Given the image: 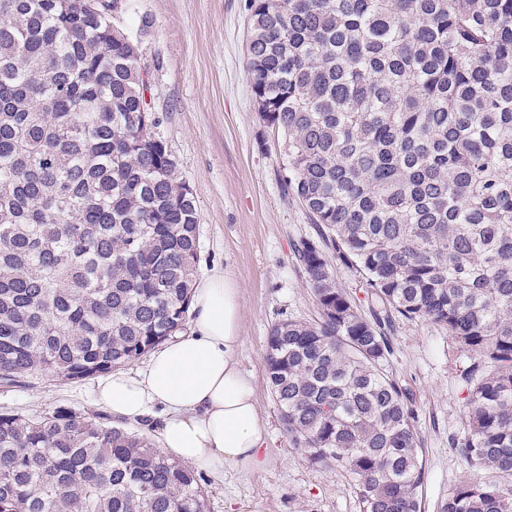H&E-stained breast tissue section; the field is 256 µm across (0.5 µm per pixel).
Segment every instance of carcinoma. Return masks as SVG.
I'll list each match as a JSON object with an SVG mask.
<instances>
[{"instance_id":"cac0c4a2","label":"carcinoma","mask_w":512,"mask_h":512,"mask_svg":"<svg viewBox=\"0 0 512 512\" xmlns=\"http://www.w3.org/2000/svg\"><path fill=\"white\" fill-rule=\"evenodd\" d=\"M132 0H0V382L76 381L180 332L200 262L193 192L155 133ZM246 72L284 138L295 255L319 318L265 370L290 447L356 480L360 512H420L421 441L379 318L470 361L467 475L443 512H512V0H248ZM195 469L59 407L0 412V512H208ZM329 255L337 285L345 289L356 299L363 313L369 316L371 309L384 311L385 306L383 303L371 295L369 288H366L363 276L351 266L349 267L339 262L336 263V259H334L331 252Z\"/></svg>"}]
</instances>
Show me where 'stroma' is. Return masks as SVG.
<instances>
[{
    "label": "stroma",
    "instance_id": "35a3bbf8",
    "mask_svg": "<svg viewBox=\"0 0 512 512\" xmlns=\"http://www.w3.org/2000/svg\"><path fill=\"white\" fill-rule=\"evenodd\" d=\"M248 0H134L151 26L142 38L160 119L178 173L191 187L201 225L199 275L235 282L244 336L242 371L255 387L266 424L269 463L255 472L201 471L210 512H360L354 479L313 465L290 447L265 378L271 326L284 317L318 316L313 290L294 257L315 234L301 205L282 187L281 137L259 119L246 72ZM387 370L409 394L423 451L421 512H442L464 477L459 446L467 434L468 359L445 328L396 320ZM97 378L65 382L45 373L0 383V412H48L58 406L93 415Z\"/></svg>",
    "mask_w": 512,
    "mask_h": 512
}]
</instances>
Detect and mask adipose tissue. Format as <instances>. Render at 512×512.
Here are the masks:
<instances>
[{
    "label": "adipose tissue",
    "instance_id": "ef3b65f1",
    "mask_svg": "<svg viewBox=\"0 0 512 512\" xmlns=\"http://www.w3.org/2000/svg\"><path fill=\"white\" fill-rule=\"evenodd\" d=\"M187 334L156 348L147 366L100 382L97 401L119 420L153 424L159 447L213 473L266 463V429L243 347L239 291L225 274L199 280Z\"/></svg>",
    "mask_w": 512,
    "mask_h": 512
}]
</instances>
